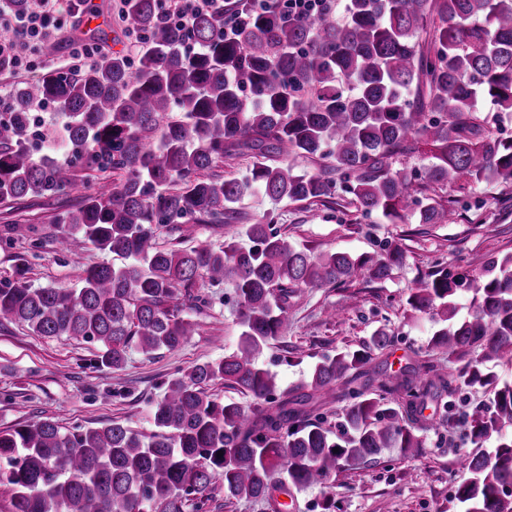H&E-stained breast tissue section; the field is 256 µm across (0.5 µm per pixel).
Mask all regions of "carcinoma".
Here are the masks:
<instances>
[{"instance_id": "obj_1", "label": "carcinoma", "mask_w": 512, "mask_h": 512, "mask_svg": "<svg viewBox=\"0 0 512 512\" xmlns=\"http://www.w3.org/2000/svg\"><path fill=\"white\" fill-rule=\"evenodd\" d=\"M124 7L147 40L138 60L113 53L12 91L0 112V199L72 189L78 164L110 169L119 179L62 214L58 243L89 242L129 263L90 266L75 288H35L21 256L18 277L0 283V319L34 336L95 342L101 365L118 369L131 349L171 351L194 333L178 296L206 278L232 283L239 340L232 353L164 382L148 434L118 422L64 431L50 418L0 430L8 512H203L220 488L226 503L272 507L281 494L326 486L344 464L388 450L417 455L423 431L456 425L442 394L475 385L489 398L469 414L474 448L456 507L512 512V438L503 436L512 429V382L491 371L512 364V256L489 265L460 320L453 296L471 286L464 273L437 269L409 297L439 324L428 349L465 360L455 372L430 378L420 364L402 379L383 374L374 354L391 339L377 330L355 350L322 356L305 382L283 389L259 357L288 321L292 289L382 281L404 260L403 248L312 256L262 221L247 225V247L162 249L154 235L156 224H230L246 195L321 201L339 182L364 214L446 224L448 204L436 190L462 176L511 183L512 138L495 134L481 112L489 102L512 113V0H346L341 21L262 10L230 33L222 9L198 13L183 29L162 14L160 0ZM47 105L67 148L63 161L27 144L33 108ZM421 145V178L394 168L397 155ZM232 156L252 158L243 177L206 174ZM298 160L321 170L299 171ZM174 183L180 190L168 189ZM216 381L253 405L217 401L208 394ZM338 385L348 403L332 428L308 406Z\"/></svg>"}]
</instances>
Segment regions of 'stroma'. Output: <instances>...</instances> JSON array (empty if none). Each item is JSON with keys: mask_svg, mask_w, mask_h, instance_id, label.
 Masks as SVG:
<instances>
[{"mask_svg": "<svg viewBox=\"0 0 512 512\" xmlns=\"http://www.w3.org/2000/svg\"><path fill=\"white\" fill-rule=\"evenodd\" d=\"M97 15L90 24L72 26L67 34L46 42L37 70L13 77L0 72V97L19 82H31L49 69H67L70 38L102 43L108 52L138 57L119 18L120 0H92ZM107 38H100V31ZM75 190L53 198L25 197L0 201V280L14 279L17 259L28 256L25 277L33 286H75L86 267L122 265L120 256L84 243L70 252L57 245L59 214L77 208L86 186L104 181L105 173L75 167ZM451 221L421 224L416 219L389 221L378 213L363 214L336 192L325 203L309 204L247 197L237 209L236 224H160L155 238L162 248H185L192 239L223 246L243 225L271 222L295 247L311 253L340 251L353 256L380 254L391 244L406 252L382 282L358 277L323 288H298L288 299V325L264 349L261 363L276 373L282 386L307 380L319 358L341 348H358L375 330H386L390 345L377 361L388 374L408 371L424 358L447 371L446 354H426L436 325L431 317L414 312L408 298L416 282L445 267L484 277L489 262L512 255V184H475L459 179L446 190ZM186 314L196 324L194 336L179 348L148 357L129 351L117 370L98 362L97 344L74 338L31 335L16 323H0V430L38 418H50L70 428L92 422H120L151 432L149 408L163 384L177 370L222 358L236 346L239 327L235 292L231 285L200 282L186 301ZM301 350L302 362L288 364V351ZM418 456L405 458L394 451L374 462L346 466L327 487L296 493L298 512H321L323 498H331L334 512H453L455 488L465 472L462 461L472 443L465 425L450 431L427 432Z\"/></svg>", "mask_w": 512, "mask_h": 512, "instance_id": "1", "label": "stroma"}]
</instances>
